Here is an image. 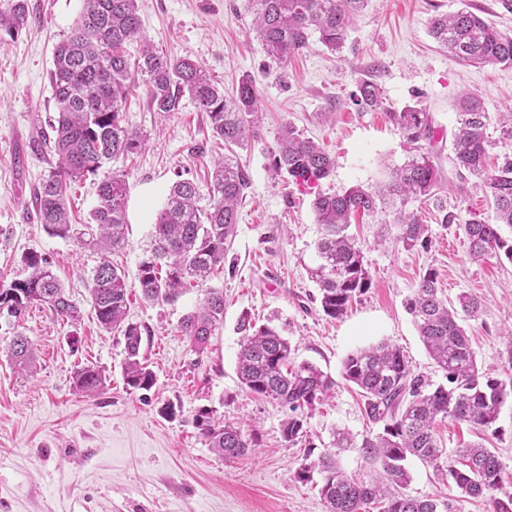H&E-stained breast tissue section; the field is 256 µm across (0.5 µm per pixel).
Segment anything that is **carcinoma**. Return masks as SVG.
I'll return each mask as SVG.
<instances>
[{
	"instance_id": "obj_1",
	"label": "carcinoma",
	"mask_w": 512,
	"mask_h": 512,
	"mask_svg": "<svg viewBox=\"0 0 512 512\" xmlns=\"http://www.w3.org/2000/svg\"><path fill=\"white\" fill-rule=\"evenodd\" d=\"M365 0H247L254 31L269 57L286 62L319 34L328 49H339L351 19ZM28 25L25 0H15L11 9L0 12V32L13 37ZM433 39L456 61L467 65H512V35L504 33L474 12L462 9L432 19ZM140 43L139 55L127 52ZM145 80L150 104L157 112H177L183 93L207 114L215 138L232 147L247 141L258 119L255 81L243 78L230 99L224 96L210 72L199 62L183 57L172 59L158 53L145 41L136 0H83L82 10L69 35L56 47L50 83L57 103V117L50 124L56 161L34 193L36 217L51 236L62 239L83 233L73 228L66 203L68 185L97 174L107 163L137 153L142 135L124 126V105L132 78ZM356 104L382 106L377 84L362 81ZM458 128L453 140L452 163L461 172L485 173L487 127L490 114L481 100L463 93L457 100ZM392 118L410 148L402 164L389 169L378 186L357 185L340 193H317L312 203L323 234L317 244L319 265L311 276L319 287V304L325 316L338 319L346 314L353 298L371 284L363 251L348 233L350 220L358 213L373 214L378 205L395 208L397 240L406 248L427 242V225L419 215L406 210L411 201H428L436 196L441 180L438 165L421 142L431 138L432 118L424 109L407 105ZM272 166L297 184L319 186L332 175L336 158L320 144L285 128L272 148ZM497 223L477 217L464 221L468 254L473 259L501 253L512 260V243L502 227L512 228V160L486 176ZM248 179L237 160L224 155L211 174L208 204H199L196 184L189 179L169 189L165 207L157 214L151 241L138 266L142 298L150 302H174L189 287L205 289L203 301L187 313L179 332L192 346L204 351L217 323L224 318V293L207 287L214 270L224 265V243L235 232L237 205ZM98 204L90 214L88 230H96L89 243L102 253V261L89 278L91 305L98 323L106 330H119L125 342L124 380L132 390H150L153 372L140 356L142 330L127 321L128 289L125 274L107 255L127 244L126 208L128 184L125 174L114 171L98 184ZM29 274L9 285H0V317L16 320L32 305L44 306L62 319L77 320L80 311L54 276L47 258L30 252L23 257ZM419 336L446 383L414 372L403 351L388 343L371 345L349 355L343 378L358 389L366 413L382 431L366 439L362 447L380 456L384 480L357 482L338 466L337 456L352 447L345 430L336 431L335 450L316 459L305 457L298 477L307 480L317 471L322 477L320 494L327 512H361L371 502L378 512H441L449 504L417 498L404 492L410 481L406 461L416 457L447 472L448 479L466 497L489 498L493 512H512V494L497 498L501 462L495 451L480 442L469 443L446 458L437 441L436 425L446 418L474 424L496 432L500 408L512 395V377L500 379L479 370L470 337L461 316L479 315L481 301L467 294L453 305L441 295L437 271L428 269L406 302ZM237 355L240 383L257 397L274 400L288 408L282 436L296 443L306 433L309 412L321 404L333 381L315 364L294 363L295 348L288 337L271 326L257 327L244 316ZM8 357L24 370L32 357V343L18 334L7 347ZM106 387V376L95 366H80L74 373L77 392L94 397ZM194 424L209 448L231 461L251 447L253 438L233 423H225L214 411L202 408Z\"/></svg>"
}]
</instances>
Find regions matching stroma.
I'll use <instances>...</instances> for the list:
<instances>
[{
  "label": "stroma",
  "mask_w": 512,
  "mask_h": 512,
  "mask_svg": "<svg viewBox=\"0 0 512 512\" xmlns=\"http://www.w3.org/2000/svg\"><path fill=\"white\" fill-rule=\"evenodd\" d=\"M146 38L171 58L202 63L225 95L243 77L256 82L262 120L235 151L249 186L238 206L224 267L210 285L224 291V319L204 352L178 330L203 289L176 302H144L138 264L152 225L176 177L196 182L208 198L207 172L224 153L205 113L191 98L167 115L152 110L143 79H136L124 124L145 144L136 154L107 165L127 174V246L110 259L126 277L128 319L141 325V353L155 375L148 391L124 382V339L103 329L91 307L89 278L101 254L76 239L50 236L39 224L34 192L54 161L48 121L56 112L50 83L53 53L69 34L82 0H26L30 24L0 40V282L24 278L26 253L42 254L80 308V321L29 308L19 321L0 318V345L22 333L33 343L31 371L15 368L0 353V512H326L320 475L301 480L308 449L332 448L333 432L349 431L353 447L339 464L347 476L370 483L380 478L379 459L365 454L363 439L381 432L364 400L343 378V363L357 349L386 342L402 348L416 371L444 381L421 342L405 302L427 268L439 273L442 295L479 296L480 316L463 319L478 367L491 376H512V261L505 256L470 258L460 219L495 221V207L481 177L457 173L450 161L462 91L476 93L488 112L512 110V66L463 65L439 48L429 33L432 18L468 5L500 31L512 32V13L500 0H367L342 48L333 52L318 38L281 66L265 53L252 29L247 0H137ZM382 90L377 110L354 104L359 81ZM430 112L436 136L429 148L442 172L439 198L418 203L428 226L426 246L404 248L394 214L379 207L353 219L350 231L363 249L372 284L340 319L327 318L309 271L319 262L321 227L313 191L271 173V149L283 127L324 145L336 168L323 192L368 186L407 158L392 119L412 102ZM457 213L446 224L445 213ZM283 328L297 360L316 364L335 383L329 398L311 412L307 434L285 442L278 404L246 392L236 374L242 315ZM93 365L107 377L95 397L73 390L77 367ZM210 408L216 417L254 435L255 443L224 461L199 435L193 417ZM496 434L446 420L437 431L455 450L485 439L503 469V493L512 494V396L503 403ZM408 494L450 502L454 512H493L489 499L461 496L432 465L409 458Z\"/></svg>",
  "instance_id": "stroma-1"
}]
</instances>
